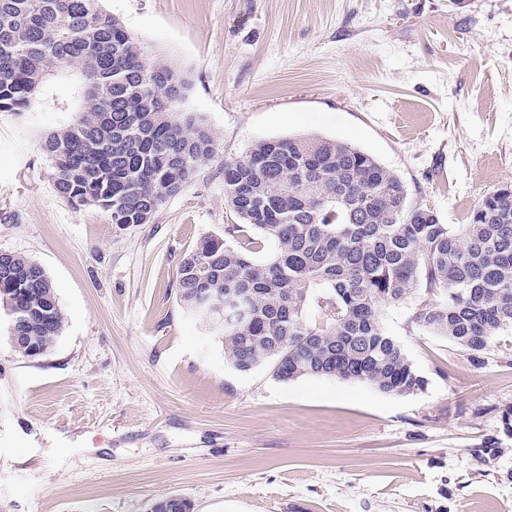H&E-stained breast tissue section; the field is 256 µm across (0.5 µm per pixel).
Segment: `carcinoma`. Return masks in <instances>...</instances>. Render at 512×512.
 Segmentation results:
<instances>
[{"label": "carcinoma", "instance_id": "cac0c4a2", "mask_svg": "<svg viewBox=\"0 0 512 512\" xmlns=\"http://www.w3.org/2000/svg\"><path fill=\"white\" fill-rule=\"evenodd\" d=\"M76 67V118L44 151L57 192L146 224L216 153L210 129L184 115V74L147 50L100 0H0V112H26L64 67ZM224 202L238 219L181 261V306L224 340L234 368L272 365L282 381L359 380L409 395L426 380L385 330L380 307L416 286L413 322L478 362L512 328V185L486 193L467 224H442L364 151L315 136L260 140L224 161ZM273 242L268 260L256 254ZM8 317L27 315L46 354L64 316L44 268L3 257ZM315 303L319 319L305 312Z\"/></svg>", "mask_w": 512, "mask_h": 512}]
</instances>
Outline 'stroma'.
<instances>
[{"instance_id":"1","label":"stroma","mask_w":512,"mask_h":512,"mask_svg":"<svg viewBox=\"0 0 512 512\" xmlns=\"http://www.w3.org/2000/svg\"><path fill=\"white\" fill-rule=\"evenodd\" d=\"M189 83L216 154L145 224L54 187L53 101L0 112V252L50 277L61 337L31 360L0 313V512H512V331L481 362L382 306L423 391L242 373L177 299L182 259L235 215L224 163L262 139L351 144L444 224L512 184V0H101ZM498 440L478 462L473 447Z\"/></svg>"}]
</instances>
